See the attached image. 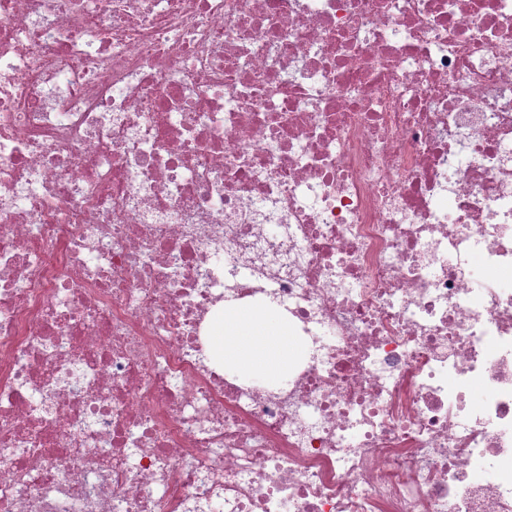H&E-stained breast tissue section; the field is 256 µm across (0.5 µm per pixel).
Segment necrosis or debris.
<instances>
[{"label": "necrosis or debris", "instance_id": "4bbe7bcc", "mask_svg": "<svg viewBox=\"0 0 512 512\" xmlns=\"http://www.w3.org/2000/svg\"><path fill=\"white\" fill-rule=\"evenodd\" d=\"M504 273L512 0H0V512H512ZM209 337L213 356L246 380L278 382L299 353L288 321L258 304L224 307Z\"/></svg>", "mask_w": 512, "mask_h": 512}]
</instances>
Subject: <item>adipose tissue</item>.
Masks as SVG:
<instances>
[{"label":"adipose tissue","instance_id":"ef3b65f1","mask_svg":"<svg viewBox=\"0 0 512 512\" xmlns=\"http://www.w3.org/2000/svg\"><path fill=\"white\" fill-rule=\"evenodd\" d=\"M210 341L213 356L246 380L278 382L299 353L287 320L258 304L220 310Z\"/></svg>","mask_w":512,"mask_h":512}]
</instances>
